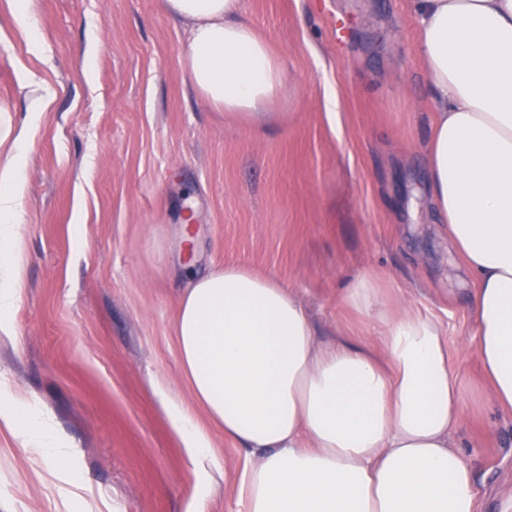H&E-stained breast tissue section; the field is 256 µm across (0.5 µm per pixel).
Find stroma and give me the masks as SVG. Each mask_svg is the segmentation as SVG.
I'll return each instance as SVG.
<instances>
[{
    "mask_svg": "<svg viewBox=\"0 0 512 512\" xmlns=\"http://www.w3.org/2000/svg\"><path fill=\"white\" fill-rule=\"evenodd\" d=\"M283 61L274 129L193 90L186 31L159 0H0V167L26 137L22 290L0 336L11 396L74 452L54 461L0 428V512H242V448L211 431L188 459L157 390L191 404L172 331L189 273L247 266L295 288L322 337L363 333L341 290L384 274L448 340L476 512L512 492V412L476 352V285L428 193L434 106L408 0H242Z\"/></svg>",
    "mask_w": 512,
    "mask_h": 512,
    "instance_id": "stroma-1",
    "label": "stroma"
}]
</instances>
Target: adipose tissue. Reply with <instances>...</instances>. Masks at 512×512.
I'll list each match as a JSON object with an SVG mask.
<instances>
[{
	"mask_svg": "<svg viewBox=\"0 0 512 512\" xmlns=\"http://www.w3.org/2000/svg\"><path fill=\"white\" fill-rule=\"evenodd\" d=\"M186 29L196 93L265 128L284 67L242 16L241 0H160ZM435 101L428 189L453 251L476 282L479 355L495 404L512 411V0H410ZM21 183L0 168V313L20 288L14 251ZM383 277L357 274L342 302L370 340L322 342L294 288L246 266L189 275L173 323L183 376L207 414L201 426L160 402L192 463L212 456L210 427L246 449L244 512H475L478 487L452 435L462 421L439 323ZM7 427L41 456L72 448L28 401L0 406Z\"/></svg>",
	"mask_w": 512,
	"mask_h": 512,
	"instance_id": "ef3b65f1",
	"label": "adipose tissue"
}]
</instances>
